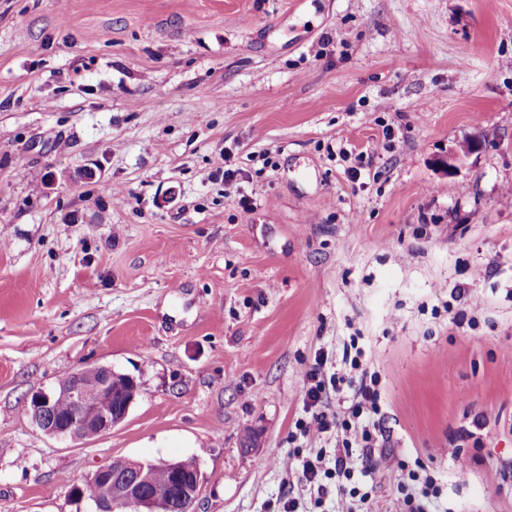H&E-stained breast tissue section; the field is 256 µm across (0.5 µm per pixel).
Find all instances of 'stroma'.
Listing matches in <instances>:
<instances>
[{"label": "stroma", "mask_w": 512, "mask_h": 512, "mask_svg": "<svg viewBox=\"0 0 512 512\" xmlns=\"http://www.w3.org/2000/svg\"><path fill=\"white\" fill-rule=\"evenodd\" d=\"M509 186L512 0H0V512H88L115 457L268 512L353 337L391 460L512 512ZM87 365L126 419L45 434L31 395Z\"/></svg>", "instance_id": "stroma-1"}]
</instances>
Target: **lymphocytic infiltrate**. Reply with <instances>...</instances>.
I'll return each mask as SVG.
<instances>
[{"label": "lymphocytic infiltrate", "mask_w": 512, "mask_h": 512, "mask_svg": "<svg viewBox=\"0 0 512 512\" xmlns=\"http://www.w3.org/2000/svg\"><path fill=\"white\" fill-rule=\"evenodd\" d=\"M326 364L325 354L316 353L306 376V415L297 420L290 439L305 442L315 436L335 434L334 465L326 467L320 452L299 456L301 481L316 500H323L333 493L340 500L356 498L365 505L371 500L372 493L360 490L353 479L374 473L385 452L384 435L379 425L382 411L380 378L367 369L364 352L354 343L344 346L339 369L326 373ZM346 389L352 392L350 406L341 414L330 411L329 394ZM389 479L402 497L404 512H432L431 507L439 498L440 490L425 466L411 469L405 462H398Z\"/></svg>", "instance_id": "1"}]
</instances>
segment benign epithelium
<instances>
[{
    "instance_id": "benign-epithelium-1",
    "label": "benign epithelium",
    "mask_w": 512,
    "mask_h": 512,
    "mask_svg": "<svg viewBox=\"0 0 512 512\" xmlns=\"http://www.w3.org/2000/svg\"><path fill=\"white\" fill-rule=\"evenodd\" d=\"M94 376L86 374V368L72 371L73 380L59 387L68 397L73 410L66 419L61 420L55 412L53 392L34 393L27 403V412L32 421L47 435L81 440L86 437L102 436L112 431L127 417L130 407L138 396L139 389L125 395L121 387L115 384L118 377L124 381H134L130 375H123L106 365L96 366ZM91 385L98 393L99 402L89 403L85 398L86 386ZM124 398L122 410L112 409V399ZM170 468L176 478L184 469L199 471L197 464L190 461L171 463L166 461H132L124 457H115L108 464L98 467L88 480L96 485L97 495L91 501L92 512H116L126 509L128 512H190L191 505L186 500L196 501L200 481H195L192 488L165 504L149 498L145 489L153 471L160 467Z\"/></svg>"
}]
</instances>
